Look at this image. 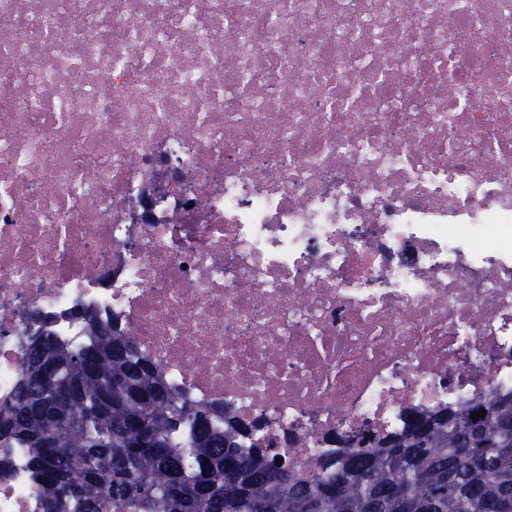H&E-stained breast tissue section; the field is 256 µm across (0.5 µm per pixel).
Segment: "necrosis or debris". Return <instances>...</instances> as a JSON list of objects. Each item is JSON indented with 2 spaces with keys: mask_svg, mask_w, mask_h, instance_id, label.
Listing matches in <instances>:
<instances>
[{
  "mask_svg": "<svg viewBox=\"0 0 512 512\" xmlns=\"http://www.w3.org/2000/svg\"><path fill=\"white\" fill-rule=\"evenodd\" d=\"M91 314L306 476L512 390V0H0V404Z\"/></svg>",
  "mask_w": 512,
  "mask_h": 512,
  "instance_id": "necrosis-or-debris-1",
  "label": "necrosis or debris"
}]
</instances>
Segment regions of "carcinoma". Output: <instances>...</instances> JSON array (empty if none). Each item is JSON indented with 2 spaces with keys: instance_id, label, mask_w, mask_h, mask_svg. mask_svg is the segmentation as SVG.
<instances>
[{
  "instance_id": "1",
  "label": "carcinoma",
  "mask_w": 512,
  "mask_h": 512,
  "mask_svg": "<svg viewBox=\"0 0 512 512\" xmlns=\"http://www.w3.org/2000/svg\"><path fill=\"white\" fill-rule=\"evenodd\" d=\"M90 331L71 349L40 326L0 405V439L29 448L55 512H512V390L418 414L316 476L272 478L277 465L245 448L243 425L176 393L142 353L126 356L122 332Z\"/></svg>"
}]
</instances>
